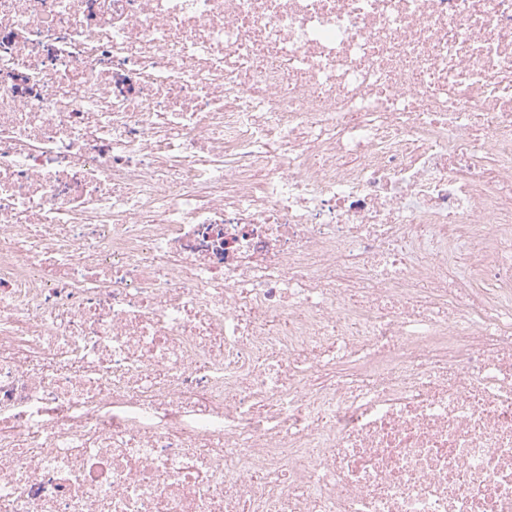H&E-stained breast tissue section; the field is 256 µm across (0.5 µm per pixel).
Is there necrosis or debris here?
<instances>
[{"instance_id":"obj_1","label":"necrosis or debris","mask_w":512,"mask_h":512,"mask_svg":"<svg viewBox=\"0 0 512 512\" xmlns=\"http://www.w3.org/2000/svg\"><path fill=\"white\" fill-rule=\"evenodd\" d=\"M0 512H512V0H0Z\"/></svg>"}]
</instances>
